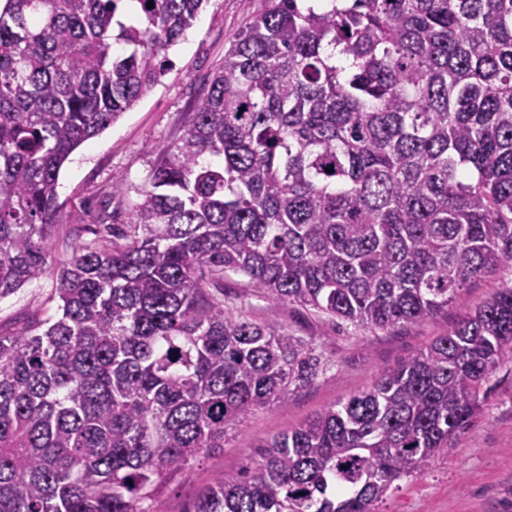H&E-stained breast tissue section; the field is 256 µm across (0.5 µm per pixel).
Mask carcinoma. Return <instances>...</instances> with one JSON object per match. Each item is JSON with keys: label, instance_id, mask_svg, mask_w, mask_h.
I'll list each match as a JSON object with an SVG mask.
<instances>
[{"label": "carcinoma", "instance_id": "cac0c4a2", "mask_svg": "<svg viewBox=\"0 0 512 512\" xmlns=\"http://www.w3.org/2000/svg\"><path fill=\"white\" fill-rule=\"evenodd\" d=\"M153 5H148V2ZM268 0L114 232L51 261L70 154L155 86L207 0H0V512H155L170 478L313 383L317 344L224 280L389 330L512 269V0ZM333 172H328V169ZM512 286L185 512H380L480 420ZM52 288V278L45 276L0 299V329L12 332L28 317L54 313L56 303L50 301Z\"/></svg>", "mask_w": 512, "mask_h": 512}]
</instances>
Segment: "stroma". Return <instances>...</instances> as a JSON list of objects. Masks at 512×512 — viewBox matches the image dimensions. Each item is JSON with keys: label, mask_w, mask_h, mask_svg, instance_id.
<instances>
[{"label": "stroma", "mask_w": 512, "mask_h": 512, "mask_svg": "<svg viewBox=\"0 0 512 512\" xmlns=\"http://www.w3.org/2000/svg\"><path fill=\"white\" fill-rule=\"evenodd\" d=\"M268 0H208L183 41L169 51L171 65L160 82L100 135L76 149L60 171L59 222L51 231L52 256L67 258L75 239H93L92 213L111 205L118 223L146 184L159 150L183 132L185 113L224 63V55ZM122 178L126 192L112 195V182ZM80 235H73V228ZM512 284L505 269L470 282L459 304L447 312L392 331H364L349 324L332 325L298 306L274 304L243 296L235 279H227V302L248 301L255 319L273 321L298 336L314 339L328 359L327 369L286 400L255 410L227 433L224 445L202 457L189 478L175 477L162 490L156 512H185L190 503L223 474L254 467L262 440L293 429L323 409L369 387L383 370L393 367L445 335L465 310L490 299ZM51 277L36 280L0 299V330L11 332L34 315L55 310ZM494 390L480 423L454 440L425 475L404 480L383 512H512V360L503 361L490 379Z\"/></svg>", "instance_id": "obj_1"}]
</instances>
